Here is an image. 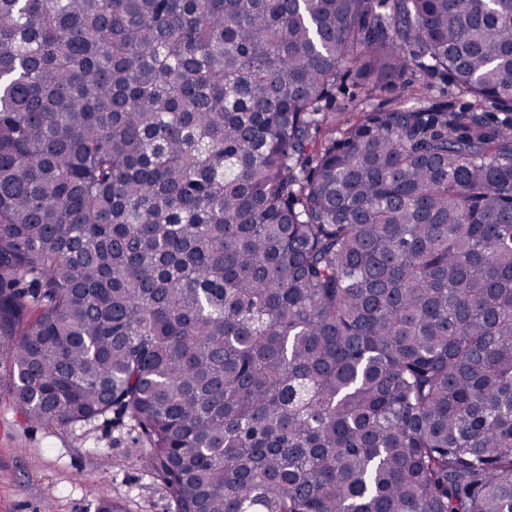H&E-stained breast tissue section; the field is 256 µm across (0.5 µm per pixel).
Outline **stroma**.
<instances>
[{
    "instance_id": "1",
    "label": "stroma",
    "mask_w": 512,
    "mask_h": 512,
    "mask_svg": "<svg viewBox=\"0 0 512 512\" xmlns=\"http://www.w3.org/2000/svg\"><path fill=\"white\" fill-rule=\"evenodd\" d=\"M447 78L413 69L366 93L352 80L339 83L322 109L337 123L360 112L406 105L471 104ZM147 443L129 419L108 417L82 425L37 427L23 419L0 389V512H95L99 500L126 512H173L163 484L146 466Z\"/></svg>"
}]
</instances>
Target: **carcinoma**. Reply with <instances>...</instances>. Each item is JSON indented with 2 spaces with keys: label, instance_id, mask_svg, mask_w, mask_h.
<instances>
[{
  "label": "carcinoma",
  "instance_id": "1",
  "mask_svg": "<svg viewBox=\"0 0 512 512\" xmlns=\"http://www.w3.org/2000/svg\"><path fill=\"white\" fill-rule=\"evenodd\" d=\"M0 352L175 512H512V0H0ZM472 102L470 95L450 85L447 78L414 67L407 74L405 82H392L370 95L362 86L346 79L336 86L333 97L323 103L322 112H335L337 127L349 120L354 121L360 112L398 103L407 106L417 103L434 107L450 105L458 110L468 107Z\"/></svg>",
  "mask_w": 512,
  "mask_h": 512
}]
</instances>
